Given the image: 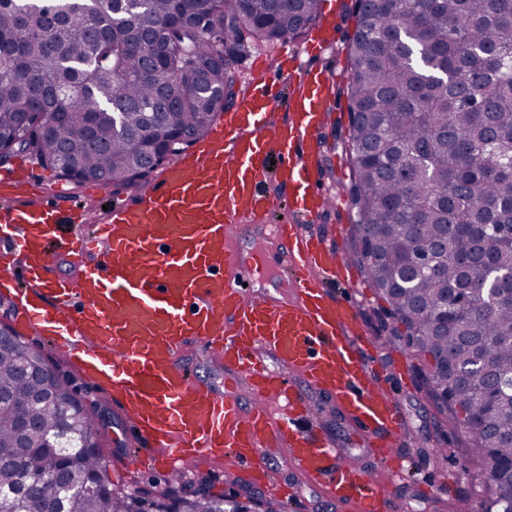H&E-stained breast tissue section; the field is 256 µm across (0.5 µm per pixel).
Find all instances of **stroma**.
Masks as SVG:
<instances>
[{
    "mask_svg": "<svg viewBox=\"0 0 512 512\" xmlns=\"http://www.w3.org/2000/svg\"><path fill=\"white\" fill-rule=\"evenodd\" d=\"M335 11L330 21L334 28L335 45L332 50L312 57L311 65L334 70L347 76L349 60L347 45L355 29L349 13L351 0H334ZM304 47L303 39L268 45L256 44L238 69L240 84L254 79L274 77L280 73L284 54H292ZM360 324L366 336L375 339L377 346L370 350L377 368L386 377L402 375V382L393 396L404 415L409 432L402 448L408 458L404 478L387 485L386 493L396 512H480L479 502L484 495L482 479L469 462L464 448L466 437L440 415L410 372L411 356L408 349L381 343L378 302L372 288L361 284L356 291ZM181 364L216 391L225 387L223 361L204 348L188 345ZM308 400L316 409V431L341 448L346 460L370 478L381 479V467L373 456L369 444L357 434L349 419L338 416L332 398L316 391L309 392ZM112 426L101 432L100 452L105 459L107 472L115 487L140 485L163 489L168 477L161 469L128 468L133 454L129 443L126 415L104 400ZM273 468L282 485L288 487L298 506V512H339L335 501L302 482L284 461L274 462Z\"/></svg>",
    "mask_w": 512,
    "mask_h": 512,
    "instance_id": "stroma-1",
    "label": "stroma"
}]
</instances>
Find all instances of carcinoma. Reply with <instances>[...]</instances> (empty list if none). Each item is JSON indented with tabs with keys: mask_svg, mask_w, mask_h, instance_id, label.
<instances>
[{
	"mask_svg": "<svg viewBox=\"0 0 512 512\" xmlns=\"http://www.w3.org/2000/svg\"><path fill=\"white\" fill-rule=\"evenodd\" d=\"M0 0V151L75 184L141 191L229 108L256 43L294 40L320 0ZM346 97L347 255L437 410L465 432L482 512L512 507V0H353ZM480 359L483 372L459 375ZM23 345L0 344V512H226L175 476L112 487L101 453L57 460L44 438L95 411L33 404ZM31 426L22 429L19 420Z\"/></svg>",
	"mask_w": 512,
	"mask_h": 512,
	"instance_id": "obj_1",
	"label": "carcinoma"
}]
</instances>
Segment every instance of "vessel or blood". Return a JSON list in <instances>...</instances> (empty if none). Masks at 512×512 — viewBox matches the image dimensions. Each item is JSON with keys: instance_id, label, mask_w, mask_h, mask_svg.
<instances>
[{"instance_id": "b4317fda", "label": "vessel or blood", "mask_w": 512, "mask_h": 512, "mask_svg": "<svg viewBox=\"0 0 512 512\" xmlns=\"http://www.w3.org/2000/svg\"><path fill=\"white\" fill-rule=\"evenodd\" d=\"M337 79L295 57L279 80L252 82L202 149L166 162L136 201H110L98 224L59 185L22 204L34 181L29 159H19L0 177V290L20 303L25 327L125 413L133 463L174 474L228 458L277 492L261 456L277 443L289 467L336 503L389 512L382 489L305 430L307 390L326 393L373 444L387 481L405 472L407 424L363 354L349 262L310 229L338 202L317 168ZM282 108L287 122L272 125ZM253 227L273 250L245 259L238 243ZM61 250L76 265L68 277L54 273ZM267 267L290 296L254 292ZM190 343L221 355L224 391L179 364Z\"/></svg>"}]
</instances>
